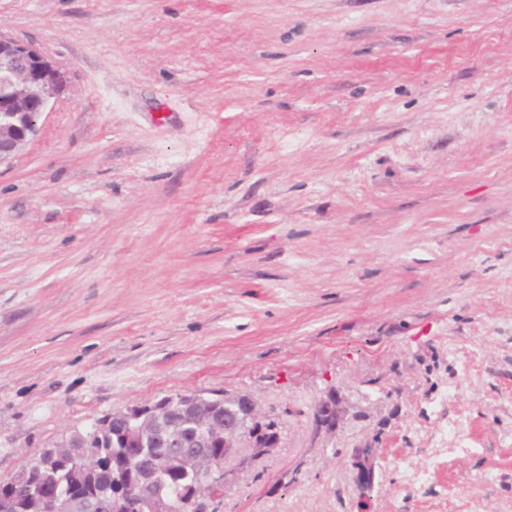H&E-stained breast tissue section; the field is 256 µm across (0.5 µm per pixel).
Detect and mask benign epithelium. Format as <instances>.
Returning a JSON list of instances; mask_svg holds the SVG:
<instances>
[{"instance_id":"obj_1","label":"benign epithelium","mask_w":512,"mask_h":512,"mask_svg":"<svg viewBox=\"0 0 512 512\" xmlns=\"http://www.w3.org/2000/svg\"><path fill=\"white\" fill-rule=\"evenodd\" d=\"M63 79L57 68L28 43L0 35V164L8 160L38 132V119L58 94ZM318 425L337 423L341 418L338 405L317 407ZM132 447L140 449L130 457L142 461V449L163 443L164 450L149 456L150 463L141 469L128 492L133 512H196V505L211 497H222L229 482L224 464L214 461L209 448H224V456L233 455L248 438V429L235 421L209 422V437L194 443L176 431L165 412L151 404L135 405L120 414ZM192 468L195 481L177 503L165 499L158 491L160 477L174 466ZM13 489L25 488L29 496L41 498L42 512H96L98 505L78 494L40 496V493L16 478Z\"/></svg>"}]
</instances>
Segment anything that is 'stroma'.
Wrapping results in <instances>:
<instances>
[{
    "label": "stroma",
    "mask_w": 512,
    "mask_h": 512,
    "mask_svg": "<svg viewBox=\"0 0 512 512\" xmlns=\"http://www.w3.org/2000/svg\"><path fill=\"white\" fill-rule=\"evenodd\" d=\"M0 34L64 76L0 165V482L225 392L280 444L221 512H512V0H0Z\"/></svg>",
    "instance_id": "1"
}]
</instances>
